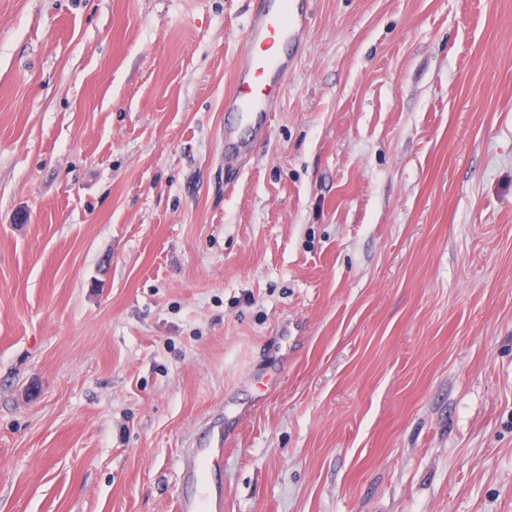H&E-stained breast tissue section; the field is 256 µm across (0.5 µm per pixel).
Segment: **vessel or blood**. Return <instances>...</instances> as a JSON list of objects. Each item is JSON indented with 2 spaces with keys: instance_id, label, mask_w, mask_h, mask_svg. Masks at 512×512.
<instances>
[{
  "instance_id": "vessel-or-blood-1",
  "label": "vessel or blood",
  "mask_w": 512,
  "mask_h": 512,
  "mask_svg": "<svg viewBox=\"0 0 512 512\" xmlns=\"http://www.w3.org/2000/svg\"><path fill=\"white\" fill-rule=\"evenodd\" d=\"M312 0H256L244 29L232 88L224 98V152L246 154L268 133L275 100L307 41ZM208 447L189 448L180 459L185 491L175 512H224L216 473L224 463V428L210 425Z\"/></svg>"
}]
</instances>
